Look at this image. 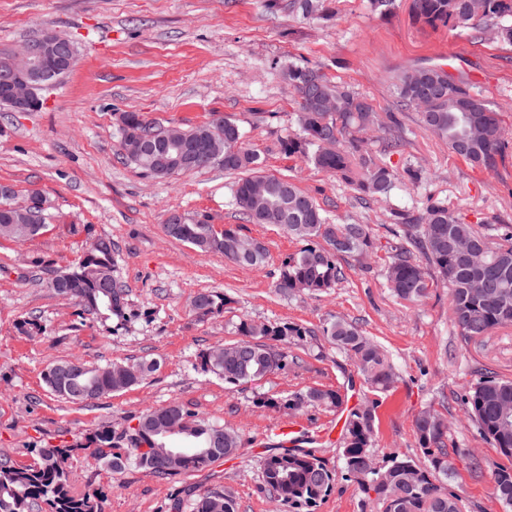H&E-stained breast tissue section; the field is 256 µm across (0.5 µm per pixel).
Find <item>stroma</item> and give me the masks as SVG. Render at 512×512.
Segmentation results:
<instances>
[{
    "mask_svg": "<svg viewBox=\"0 0 512 512\" xmlns=\"http://www.w3.org/2000/svg\"><path fill=\"white\" fill-rule=\"evenodd\" d=\"M320 4L329 18L304 17L289 0H0V54L45 29L77 40L79 50L41 111L0 104V183L22 195L40 191L55 216L32 240L0 238V460L29 466L40 448L104 424L123 429L145 409L177 402L239 429L245 447L204 470L167 478L133 464L115 473L80 453L70 465L72 493H98L102 512H190V496L210 490L231 492L238 512H288L263 490L259 460L281 446L275 428L293 422V447L315 449L334 474L314 512H382L342 471L348 414L373 406L372 451L383 465L397 454L422 459L413 419L431 404L450 423L449 490L466 512H505L493 473L508 460L467 418L461 397L482 370L512 379V326L464 343L449 318L445 285L423 302H404L387 288L385 269L401 214L430 201L447 202L467 224H512V148L495 170L472 167L421 129L415 112L397 109L392 88L403 73L437 66L496 104L512 126V46L416 25L410 0H395L384 14L371 11L368 0ZM291 62L319 66L364 96L378 115L375 138L385 139L396 123L406 129L409 146L383 157L400 174L387 198L361 207L350 187L280 152V141L298 130V95L283 75ZM121 112L164 126L198 125L222 113L259 151L266 172L293 179L332 219L371 225L372 257L363 265L342 259L344 278L331 293L278 294L281 262L298 242L272 226L242 224L232 197L236 177L223 167L158 180L123 164L116 155ZM408 165L421 168V181L403 175ZM174 211L220 228L242 226L265 242L269 257L242 268L175 241L162 228ZM84 224L90 232H81ZM97 235L117 244L116 274L128 290L127 320L109 329L82 321L74 303L48 286L50 270L74 263ZM203 289L229 296L220 317L201 321L192 313ZM32 313L43 335L19 334L17 323ZM243 318L315 331L335 318L353 321L390 355L398 382L390 393H370L352 361L318 337L292 347L302 363L288 373L224 383L200 369L198 356L235 341ZM65 357L98 365L154 360L158 367L142 384L85 407L61 401L43 383V371ZM310 387L340 389L343 409L261 404Z\"/></svg>",
    "mask_w": 512,
    "mask_h": 512,
    "instance_id": "1",
    "label": "stroma"
}]
</instances>
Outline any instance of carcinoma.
<instances>
[{"label":"carcinoma","mask_w":512,"mask_h":512,"mask_svg":"<svg viewBox=\"0 0 512 512\" xmlns=\"http://www.w3.org/2000/svg\"><path fill=\"white\" fill-rule=\"evenodd\" d=\"M414 23L451 30L473 31L475 37L493 31L496 39L512 46V0H411ZM298 94V132L280 143L281 151L303 159L338 177L367 205L387 196L398 175L377 158L374 141L363 133L378 125L373 106L349 88L330 81L315 65H288L284 71ZM398 104L416 112L418 122L448 145V150L473 167L492 170L508 148L499 109L456 82L441 68H422L394 82ZM120 134L153 132L161 126L137 112H121L116 118ZM178 142L203 144L217 141L221 153L198 164L174 163L176 150L160 147L134 154L118 151L125 163L141 173L166 179L214 165L240 172L233 201L248 224L274 225L301 247L281 264L274 288L282 295L319 296L331 292L343 280L338 259L359 262L375 248L372 228L358 221L335 223L316 201L285 177L267 174L261 156L243 140L239 126L215 113L208 122L180 126ZM409 145L407 133L394 127L383 139V151H399ZM36 222L29 214L6 208L0 194V238L24 242L43 233L49 222L46 198L37 190ZM165 233L204 252L220 253L240 267L262 265L268 254L265 243L242 233L241 227L218 230L206 219H187L173 212L163 224ZM117 249L107 235L94 237L78 261L55 272L50 288L78 307V316L112 328L122 322L128 307L125 285L114 276ZM392 293L407 302H420L433 284L448 287L450 320L466 342L512 325V224H487L476 228L463 223L442 201L427 204L422 213L406 218L385 273ZM228 299L213 291L193 298L192 313L210 319L222 313ZM239 339L199 354V367L232 385L285 372L295 364L288 348L314 335L294 322L256 324L243 319L236 326ZM321 336L357 366L373 392L385 393L399 373L387 353L358 326L345 319L327 322ZM157 362L116 361L103 366L79 358H62L46 368L43 382L48 391L67 403L88 406L113 393L139 385ZM469 419L479 433L512 460V380L483 374L463 395ZM288 407L312 405L332 410L344 404L338 389L309 388L286 400ZM375 415L366 406L350 412L341 448L343 468L364 492L375 493L382 512H464L459 496L448 491V425L434 407L420 411L413 426L424 461L393 456L379 468L372 453ZM244 445L241 434L201 418L177 403L148 408L137 425L120 433L103 426L73 442L38 450L37 461L16 467L0 460V512H29L38 503L47 512H101L93 494L71 493L69 464L78 451L114 472L129 464L158 476H175L203 470L217 458L206 455L210 447L223 449V457L236 455ZM181 453L176 468L168 453ZM264 490L288 512H303L322 500L334 475L315 454L300 448H278L261 457ZM494 493L512 508V466L493 474ZM192 512H237L230 492L209 491L197 495Z\"/></svg>","instance_id":"carcinoma-1"}]
</instances>
